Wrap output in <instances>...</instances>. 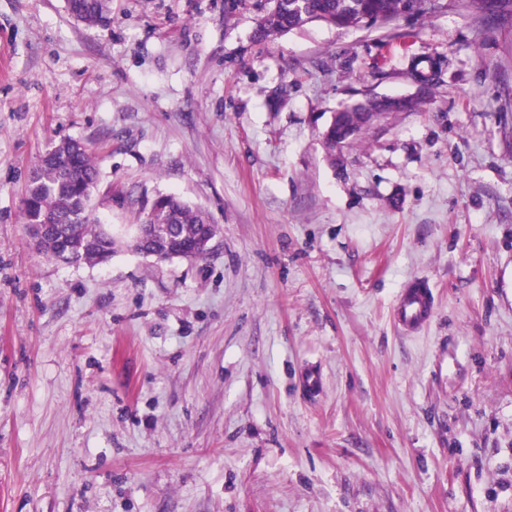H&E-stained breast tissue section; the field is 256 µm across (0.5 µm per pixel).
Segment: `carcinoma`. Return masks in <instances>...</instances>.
<instances>
[{
  "instance_id": "carcinoma-1",
  "label": "carcinoma",
  "mask_w": 512,
  "mask_h": 512,
  "mask_svg": "<svg viewBox=\"0 0 512 512\" xmlns=\"http://www.w3.org/2000/svg\"><path fill=\"white\" fill-rule=\"evenodd\" d=\"M470 6L486 15L512 11V0H469ZM435 7L433 0H266L255 31L259 41L283 35L310 23L348 28L390 24L401 17H424ZM68 13L88 26H103L111 13V0H66ZM446 59L419 56L410 60L413 76L430 87ZM415 101L385 98L346 106L334 113L322 133L325 144L336 149V139L360 130L372 115L409 109ZM56 160L38 165L32 172L26 192L33 193L37 209L52 219V232L36 242L38 249L58 261H65L59 244L65 240L76 262L100 264L112 257L115 242L100 224L91 223L92 197L98 182V158L89 148L73 151V142L62 141L51 149ZM154 236L147 249L176 251L191 245L212 231L206 215L174 195L156 201L149 209Z\"/></svg>"
}]
</instances>
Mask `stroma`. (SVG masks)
Returning <instances> with one entry per match:
<instances>
[{"instance_id": "stroma-1", "label": "stroma", "mask_w": 512, "mask_h": 512, "mask_svg": "<svg viewBox=\"0 0 512 512\" xmlns=\"http://www.w3.org/2000/svg\"><path fill=\"white\" fill-rule=\"evenodd\" d=\"M260 13L0 0V512H512V19L436 0L258 43ZM418 55L448 59L423 98ZM367 96L417 104L331 156ZM65 138L98 224L132 239L172 194L217 225L206 258L39 253L22 195ZM68 13L88 26H103L111 13L110 0H66ZM433 313V296L428 280L416 277L401 290L395 308V320L407 333H418Z\"/></svg>"}]
</instances>
